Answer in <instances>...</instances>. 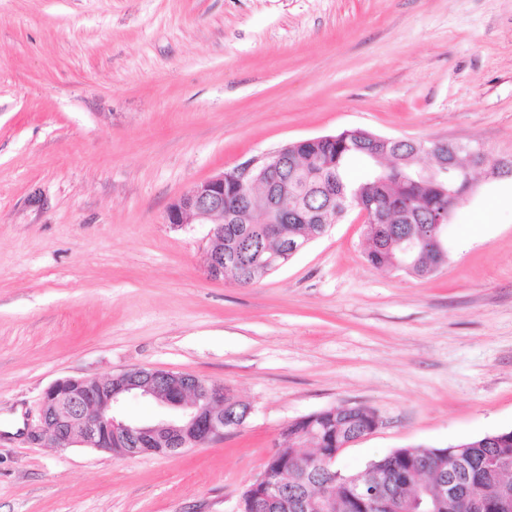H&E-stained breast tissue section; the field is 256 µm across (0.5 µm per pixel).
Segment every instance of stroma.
Here are the masks:
<instances>
[{
    "mask_svg": "<svg viewBox=\"0 0 512 512\" xmlns=\"http://www.w3.org/2000/svg\"><path fill=\"white\" fill-rule=\"evenodd\" d=\"M352 128L512 155V0H0V512H240L288 423L338 405L382 419L345 473L512 430L511 181H476L427 278L372 268L347 217L242 287L206 277L208 225L167 223ZM134 367L252 413L168 455L31 438L56 380Z\"/></svg>",
    "mask_w": 512,
    "mask_h": 512,
    "instance_id": "35a3bbf8",
    "label": "stroma"
}]
</instances>
